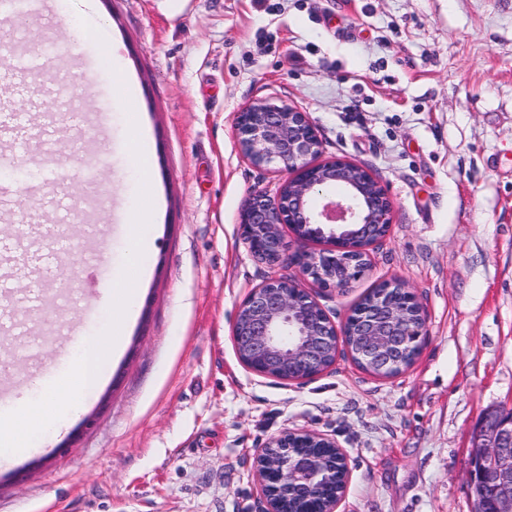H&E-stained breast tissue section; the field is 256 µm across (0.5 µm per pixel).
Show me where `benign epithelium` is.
I'll use <instances>...</instances> for the list:
<instances>
[{
	"label": "benign epithelium",
	"mask_w": 512,
	"mask_h": 512,
	"mask_svg": "<svg viewBox=\"0 0 512 512\" xmlns=\"http://www.w3.org/2000/svg\"><path fill=\"white\" fill-rule=\"evenodd\" d=\"M242 153L256 167L280 165L285 178L270 195L256 191L241 211L240 236L249 252L271 267L288 261L322 289L342 290L369 264L367 248L382 239L392 223L393 208L383 185L364 167L335 159L318 163V128L308 113L269 101L243 108L236 118ZM288 227L293 242L286 241ZM324 239L329 247L306 245ZM405 284L382 283L378 304L363 312L359 335L366 340L364 359L386 367L390 355L421 347L424 316L411 319L391 294ZM237 316L244 329L233 328L234 345L251 357L247 367L262 374L274 366L280 379L301 382L319 374L328 351L338 347L342 332L315 295L297 279L273 275L253 288ZM286 485L305 491L329 479L332 471L313 464V455H283ZM264 454L256 478L266 512H279L265 479ZM467 483L477 509L512 512V411L488 415L468 451Z\"/></svg>",
	"instance_id": "7a95c632"
}]
</instances>
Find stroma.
I'll return each instance as SVG.
<instances>
[{"mask_svg":"<svg viewBox=\"0 0 512 512\" xmlns=\"http://www.w3.org/2000/svg\"><path fill=\"white\" fill-rule=\"evenodd\" d=\"M262 100L310 113L320 161L363 166L388 192L393 222L364 274L342 291L302 285L338 325L377 284L409 285L427 334L398 375L363 370L343 345L302 382L236 354L247 294L298 273L240 239L246 199L282 179L237 143V113ZM4 102L38 118L25 160L0 172L13 188L6 385H72L79 351L63 329L111 331L135 214L149 247L121 355L78 412L48 405L53 426L0 457V512H264L256 457L301 431L347 455L338 512H474L472 438L512 408V0H51L36 18L0 16ZM137 127L150 186L127 154ZM42 197L71 204L56 229L66 253L50 238L11 246L44 219Z\"/></svg>","mask_w":512,"mask_h":512,"instance_id":"obj_1","label":"stroma"}]
</instances>
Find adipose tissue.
Listing matches in <instances>:
<instances>
[{
	"label": "adipose tissue",
	"mask_w": 512,
	"mask_h": 512,
	"mask_svg": "<svg viewBox=\"0 0 512 512\" xmlns=\"http://www.w3.org/2000/svg\"><path fill=\"white\" fill-rule=\"evenodd\" d=\"M132 272L112 283V325L114 331L107 336H99L89 341L83 351L77 373L79 384L77 387L62 389L51 387L44 389L40 398L33 399L29 395H22L18 403L24 412L23 418H11L10 421L0 424V452L13 453L28 447L31 438L42 429L48 428L52 417L44 411V405L59 399H66L69 404H76L82 386L98 381L100 373L98 364L107 357L120 354L123 349L122 335L119 327L124 317L128 316L133 307L136 288L140 276L137 272L139 256L145 252L148 244L139 234L138 221H131L129 225Z\"/></svg>",
	"instance_id": "ef3b65f1"
}]
</instances>
